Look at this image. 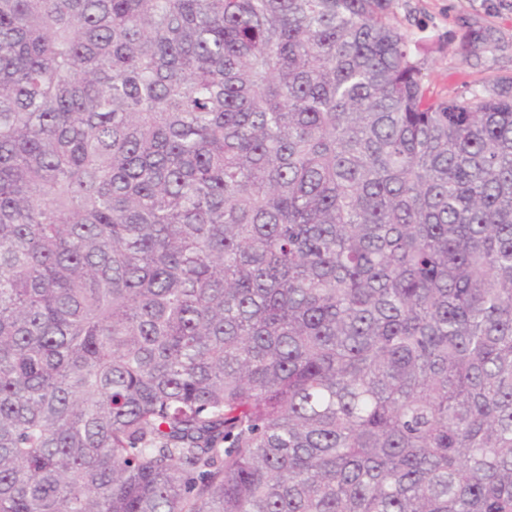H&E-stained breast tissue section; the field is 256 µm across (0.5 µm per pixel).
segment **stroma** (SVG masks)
<instances>
[{"label":"stroma","mask_w":512,"mask_h":512,"mask_svg":"<svg viewBox=\"0 0 512 512\" xmlns=\"http://www.w3.org/2000/svg\"><path fill=\"white\" fill-rule=\"evenodd\" d=\"M390 17L435 96L484 94L512 80V0H393Z\"/></svg>","instance_id":"obj_1"}]
</instances>
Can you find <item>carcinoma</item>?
<instances>
[{
    "mask_svg": "<svg viewBox=\"0 0 512 512\" xmlns=\"http://www.w3.org/2000/svg\"><path fill=\"white\" fill-rule=\"evenodd\" d=\"M392 0H0V512H512V82Z\"/></svg>",
    "mask_w": 512,
    "mask_h": 512,
    "instance_id": "cac0c4a2",
    "label": "carcinoma"
}]
</instances>
